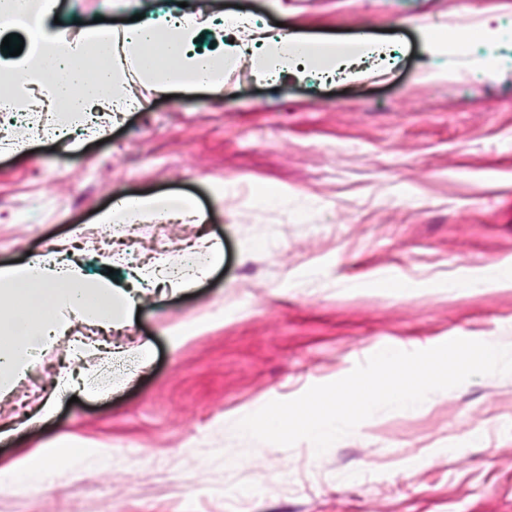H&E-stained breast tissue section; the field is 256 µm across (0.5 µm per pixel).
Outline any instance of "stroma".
Wrapping results in <instances>:
<instances>
[{"label": "stroma", "mask_w": 512, "mask_h": 512, "mask_svg": "<svg viewBox=\"0 0 512 512\" xmlns=\"http://www.w3.org/2000/svg\"><path fill=\"white\" fill-rule=\"evenodd\" d=\"M161 2L59 0L58 17L161 16ZM220 2L263 28L366 31L394 66L275 86L244 67L223 96L155 97L102 143L52 142L43 117L25 147L0 134V198L14 204L0 209V264L77 226L146 259L202 236L223 246L198 288L147 300L138 324L108 336L111 351L150 343L148 367L89 355L95 394L60 397L52 421L0 439V469L63 433L79 446L45 488L0 491V512H512V375L377 412L321 455L302 440L258 456L234 430L386 347L512 346V286L496 281L512 265V0ZM485 23L467 55L426 37ZM170 193L194 197L205 224L94 223L118 196ZM461 280L480 286L453 290ZM196 321L203 331L182 335ZM63 356L51 349L0 396V428L52 393Z\"/></svg>", "instance_id": "1"}]
</instances>
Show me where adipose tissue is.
Instances as JSON below:
<instances>
[{
    "instance_id": "adipose-tissue-1",
    "label": "adipose tissue",
    "mask_w": 512,
    "mask_h": 512,
    "mask_svg": "<svg viewBox=\"0 0 512 512\" xmlns=\"http://www.w3.org/2000/svg\"><path fill=\"white\" fill-rule=\"evenodd\" d=\"M57 0H0V13L13 28L32 30L26 51L0 58V112H26L44 103L54 115L57 138L71 135L97 107L116 112L140 108L131 98V81L165 95L203 88L223 95L226 76L248 63L260 77L304 79L311 73L335 75L357 66L368 50V36L358 32L344 48L314 40L288 27L252 30L245 16L233 29L220 26L210 4L192 5L167 25L147 16L123 28L85 26L77 31L53 25ZM209 32L219 48L199 52L195 42ZM204 223L205 213L187 197L124 195L100 211L103 225L146 223L157 214ZM223 259L217 244L193 245L176 256H159L133 269L131 287L86 276L80 263L66 257L60 243L47 253L16 265H0V393L33 366L41 352L65 344L66 359L56 377L62 390H91L87 377L75 374L96 344L74 335L77 324L103 330L132 325L146 300V288L159 297L193 288ZM73 444L61 436L39 456L18 460L11 471L24 484L37 485L50 464L64 461Z\"/></svg>"
}]
</instances>
